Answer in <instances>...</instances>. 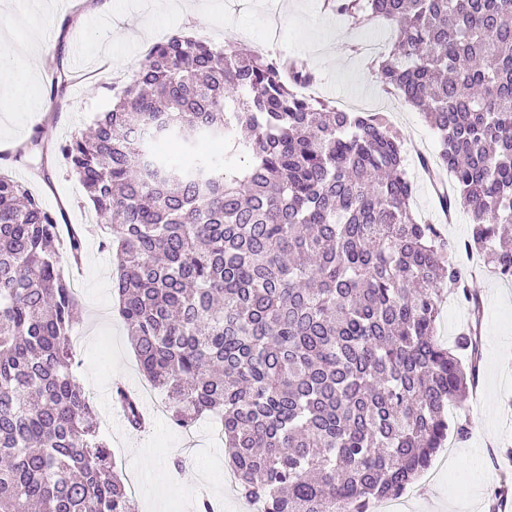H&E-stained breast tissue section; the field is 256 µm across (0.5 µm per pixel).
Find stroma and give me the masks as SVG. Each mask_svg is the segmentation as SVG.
<instances>
[{
	"mask_svg": "<svg viewBox=\"0 0 512 512\" xmlns=\"http://www.w3.org/2000/svg\"><path fill=\"white\" fill-rule=\"evenodd\" d=\"M323 3L193 0L196 11L186 14L180 0H159V11L150 18L132 8L110 22L74 24L73 4L63 10L58 0H0V90L13 86L25 91L21 108L0 109V173L25 184L56 212L60 226L72 227L84 241L81 264L65 269L78 298L73 329L77 374L83 389L96 394L98 414L108 421L101 435L120 474L142 483L137 512H192L201 490L218 499L223 512H254V507L221 483L227 458L211 418H200L185 430L170 416H156L145 432L133 433L116 417L106 392L120 383L138 388L145 380L117 313L112 255L101 247L104 230L63 162L43 167L34 160L25 166L13 156L38 128L49 152H56L59 143L89 130L100 113L111 109L116 86L135 73L148 47L180 32L205 33L216 44L301 56L320 79V98L385 113L409 150L416 214L438 225L449 242L468 237V215L460 211L446 221L431 185L419 175L416 154L435 153L437 139L421 113L383 92L374 56L363 49L375 30L352 28L325 11ZM35 23L52 31L54 38L39 48L45 64L26 74L13 60L28 44ZM61 69L68 71L70 86L54 97L50 85ZM462 262L473 273L470 286L483 307L478 383L451 416L467 423L469 434L462 440L449 436L428 470L401 495L400 512H512V498L501 504L494 499L502 481H512V281L488 272L480 254ZM176 458L183 462L177 473L170 467Z\"/></svg>",
	"mask_w": 512,
	"mask_h": 512,
	"instance_id": "stroma-1",
	"label": "stroma"
}]
</instances>
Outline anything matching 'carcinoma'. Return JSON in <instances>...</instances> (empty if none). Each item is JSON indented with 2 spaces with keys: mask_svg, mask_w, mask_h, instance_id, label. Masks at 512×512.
<instances>
[{
  "mask_svg": "<svg viewBox=\"0 0 512 512\" xmlns=\"http://www.w3.org/2000/svg\"><path fill=\"white\" fill-rule=\"evenodd\" d=\"M358 27L393 31L374 61L439 149L444 215L512 279V0H331ZM298 58L240 56L181 33L58 155L116 260L113 288L139 368L187 428L221 417L238 494L258 512H370L448 441L449 407L477 383V328L435 338L445 296L480 304L435 224L413 212L405 148L385 116L299 95ZM174 139L183 158L151 145ZM224 140L215 160L194 144ZM37 131L14 155L44 151ZM57 216L0 174V512H136L75 374V293ZM129 430L149 418L112 394Z\"/></svg>",
  "mask_w": 512,
  "mask_h": 512,
  "instance_id": "obj_1",
  "label": "carcinoma"
}]
</instances>
